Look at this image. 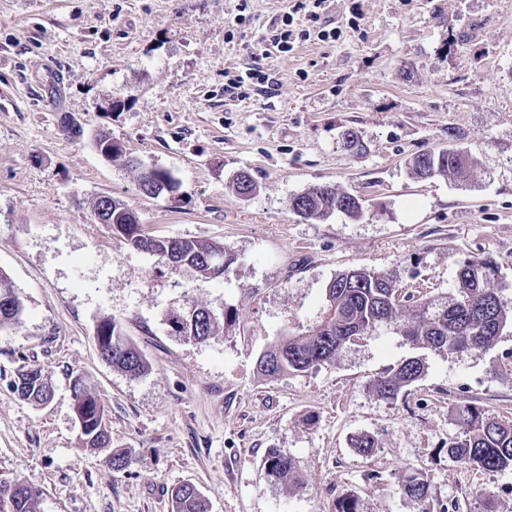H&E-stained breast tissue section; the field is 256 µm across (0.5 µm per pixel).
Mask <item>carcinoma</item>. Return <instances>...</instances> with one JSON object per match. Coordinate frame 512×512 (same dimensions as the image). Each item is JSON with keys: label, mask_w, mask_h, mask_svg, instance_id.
Returning <instances> with one entry per match:
<instances>
[{"label": "carcinoma", "mask_w": 512, "mask_h": 512, "mask_svg": "<svg viewBox=\"0 0 512 512\" xmlns=\"http://www.w3.org/2000/svg\"><path fill=\"white\" fill-rule=\"evenodd\" d=\"M476 163L471 153L457 148L430 151L417 156L413 169L422 178L447 177L462 173ZM178 181L166 170L147 168L141 172L139 190L158 196L174 192ZM112 208V224L125 227L122 236L137 250L150 249L160 258L169 244H175L180 259L198 281H211L218 275L208 265L217 244L192 239L146 241L132 224H125L129 205L111 196L95 200L93 211L104 204ZM292 210L303 218L322 220L341 213L358 218L363 213L359 198L329 185H315L293 198ZM499 262L491 256L466 258L458 264L454 294L443 304L420 303L411 308L398 301L402 289L386 271L362 268L352 274L342 271L334 277L326 294L327 308L321 321L297 336H284L266 349L256 362V370L266 381L291 373L307 372L336 362L347 348L346 336L353 329L367 334L381 325L396 328L410 345L435 352L465 353L493 347L503 331L512 327V308H506L498 288ZM0 271V329L17 326L25 314V304L18 293L5 285ZM219 326L209 308L191 305L173 320V328L198 343L207 341ZM100 357L112 368L137 378L148 369L139 349L131 343L115 319L100 322L96 330ZM427 371L425 358L413 356L402 360L388 373L373 379L371 389L384 400H395L404 388L420 380ZM72 391L82 409L83 430L80 440L90 448H106L110 443L104 404L79 377ZM14 392L23 400L44 404L52 396V385L39 367L23 370L14 384ZM455 417L464 425L463 434L448 442V457L456 462L485 471L512 470V421L485 413L474 403L456 407ZM262 469L266 478L301 489L305 478L294 460L276 448L265 454ZM402 493L417 502L431 497L428 481L420 473L405 475ZM0 512H40L39 493L21 479L0 480ZM170 512H207L199 489L183 483L172 493Z\"/></svg>", "instance_id": "carcinoma-1"}]
</instances>
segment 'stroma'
<instances>
[{"instance_id":"35a3bbf8","label":"stroma","mask_w":512,"mask_h":512,"mask_svg":"<svg viewBox=\"0 0 512 512\" xmlns=\"http://www.w3.org/2000/svg\"><path fill=\"white\" fill-rule=\"evenodd\" d=\"M294 3L0 0V271L26 306L0 331V480L39 490L41 512H169L186 482L208 512H336L346 494L359 512H420L401 492L412 472L431 512H512V470L447 453L463 431L454 405L512 420V329L487 350L427 352L425 377L394 401L370 384L417 350L386 326L336 364L275 382L255 370L280 337L319 323L328 283L351 268L444 302L458 262L490 255L512 308V0H328L320 19L299 18L310 39L263 58L258 41ZM324 21L339 39L317 38ZM234 67L269 81L225 97ZM99 132L169 171L177 196L141 195L135 171L95 151ZM448 147L476 158L466 176L416 178V155ZM241 172L251 197L235 189ZM318 184L359 196L362 217L294 213ZM101 196L129 204L148 236L218 242L235 261L193 280L98 223ZM192 304L229 321L186 340L170 319ZM107 317L143 353L141 377L99 357ZM29 365L50 402L14 393ZM77 376L105 406L110 449L79 445ZM361 434L371 454L351 448ZM270 448L295 460L303 489L264 476ZM113 449L125 470L108 467ZM402 493L417 502H425L431 497L428 481L422 474L409 473L405 475L401 485Z\"/></svg>"}]
</instances>
